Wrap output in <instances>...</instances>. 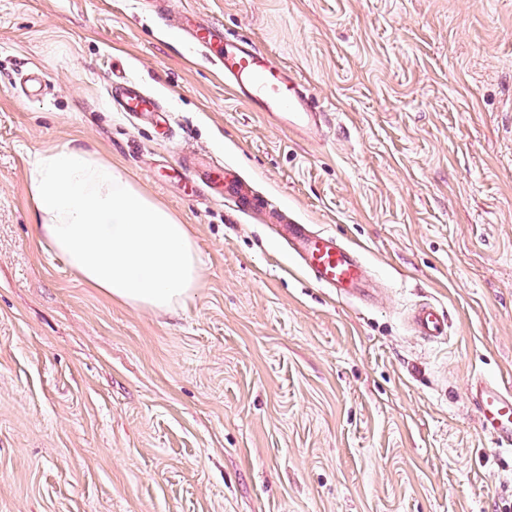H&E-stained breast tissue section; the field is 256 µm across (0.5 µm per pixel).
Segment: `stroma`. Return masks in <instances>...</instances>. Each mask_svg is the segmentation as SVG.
Wrapping results in <instances>:
<instances>
[{
  "instance_id": "35a3bbf8",
  "label": "stroma",
  "mask_w": 512,
  "mask_h": 512,
  "mask_svg": "<svg viewBox=\"0 0 512 512\" xmlns=\"http://www.w3.org/2000/svg\"><path fill=\"white\" fill-rule=\"evenodd\" d=\"M293 68L326 116L294 136L149 0H0V512H512V454L468 385L512 387V0H169ZM177 128L120 112L112 76ZM121 165L189 224L192 300L131 308L38 242V152ZM215 158L268 198L187 196ZM362 251L339 301L276 212ZM448 310V340L407 328ZM413 331L423 339L445 342L448 339V318L436 303L425 302L415 307L409 316Z\"/></svg>"
}]
</instances>
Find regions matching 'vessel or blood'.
Here are the masks:
<instances>
[{
    "label": "vessel or blood",
    "instance_id": "b4317fda",
    "mask_svg": "<svg viewBox=\"0 0 512 512\" xmlns=\"http://www.w3.org/2000/svg\"><path fill=\"white\" fill-rule=\"evenodd\" d=\"M179 26L195 46L222 67L225 83L254 111L293 133L305 132L322 122L323 112L292 68L273 64L252 42L227 34L222 24L204 19L195 11L183 13ZM111 95L123 112L149 116L172 127L171 115L134 80L120 78L113 83ZM204 179L217 198L232 202L238 211L259 209L265 204L225 167H215L205 173ZM281 235L300 270L317 286L344 301L365 293L368 267L358 249L309 224L282 225ZM409 321L423 339L443 342L448 338V318L439 304L418 305ZM470 396L494 445L512 453V389L476 375L470 382Z\"/></svg>",
    "mask_w": 512,
    "mask_h": 512
}]
</instances>
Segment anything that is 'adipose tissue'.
<instances>
[{"label":"adipose tissue","instance_id":"obj_1","mask_svg":"<svg viewBox=\"0 0 512 512\" xmlns=\"http://www.w3.org/2000/svg\"><path fill=\"white\" fill-rule=\"evenodd\" d=\"M27 185L41 245L113 302L168 312L201 283L188 225L141 192L123 168L66 145L38 153Z\"/></svg>","mask_w":512,"mask_h":512}]
</instances>
